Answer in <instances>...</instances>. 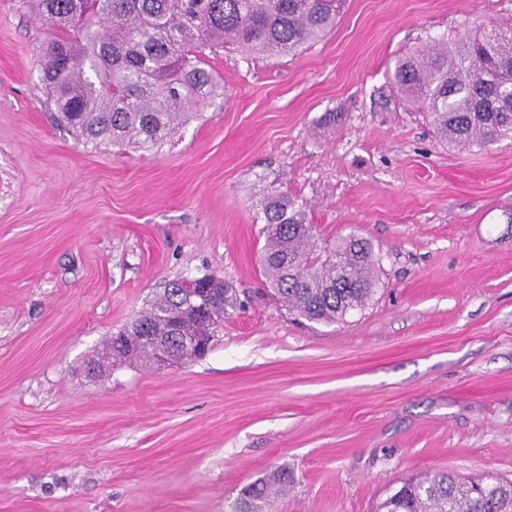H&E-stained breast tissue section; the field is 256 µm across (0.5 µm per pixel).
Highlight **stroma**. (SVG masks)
I'll return each mask as SVG.
<instances>
[{
    "instance_id": "stroma-1",
    "label": "stroma",
    "mask_w": 512,
    "mask_h": 512,
    "mask_svg": "<svg viewBox=\"0 0 512 512\" xmlns=\"http://www.w3.org/2000/svg\"><path fill=\"white\" fill-rule=\"evenodd\" d=\"M512 0H348L292 56L221 49L218 94L155 152L86 145L40 81L48 36L0 0V512H375L449 470L512 479V140L439 143L395 57ZM381 259L346 322L288 311L260 270L263 187ZM229 290L210 351L86 365L166 282ZM288 487V472L280 471L272 475L271 478L254 482L246 486L242 493L250 495L252 499L259 500L264 504L267 501L274 490L283 491Z\"/></svg>"
}]
</instances>
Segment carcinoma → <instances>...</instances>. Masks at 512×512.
Wrapping results in <instances>:
<instances>
[{
	"instance_id": "carcinoma-1",
	"label": "carcinoma",
	"mask_w": 512,
	"mask_h": 512,
	"mask_svg": "<svg viewBox=\"0 0 512 512\" xmlns=\"http://www.w3.org/2000/svg\"><path fill=\"white\" fill-rule=\"evenodd\" d=\"M51 31L42 46L41 81L60 121L84 144L104 141L151 151L189 122L217 91L205 50L233 47L270 57L295 55L336 28L346 0H22ZM392 80L408 106L430 120L436 137L456 148H486L512 137V30L479 24L395 60ZM261 266L265 279L299 316L343 323L378 291L371 244L349 234L323 243L306 204L263 190ZM214 315L207 325L183 309L180 280L168 282L120 336H164L168 355L183 360L174 336H216L228 289L199 284ZM113 362L154 363L143 344L115 348ZM288 487V472L254 482L243 493L263 503ZM378 512H512V480L463 478L448 470L405 481Z\"/></svg>"
}]
</instances>
